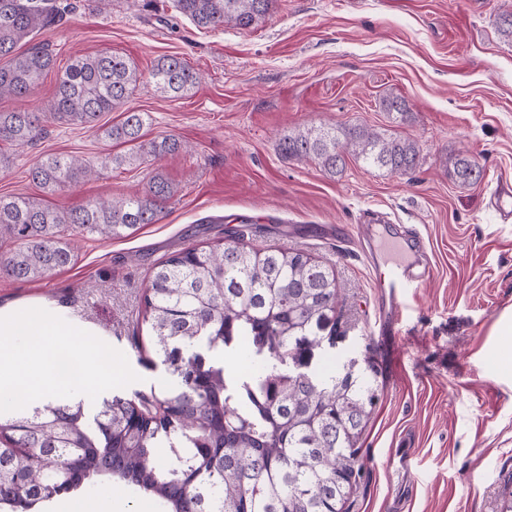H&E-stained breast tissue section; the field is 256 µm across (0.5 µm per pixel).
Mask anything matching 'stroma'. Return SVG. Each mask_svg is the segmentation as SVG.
<instances>
[{"mask_svg": "<svg viewBox=\"0 0 512 512\" xmlns=\"http://www.w3.org/2000/svg\"><path fill=\"white\" fill-rule=\"evenodd\" d=\"M61 24L37 40L58 66L79 54L114 52L140 73L176 54L202 76L180 98L141 85L130 108L147 113V138L174 135L188 151L153 164L115 166L68 192L44 195L29 170L43 155L96 161L122 154L102 127L48 122L24 147L0 142V195L44 198L61 208L143 192L152 171L177 191L158 223L112 240L67 230L73 263L37 282L0 278V306L53 304L79 328L122 351L138 382L124 394L173 383L136 325L152 267L174 252L214 244L241 230L249 245L303 250L344 288L335 355L371 357L378 401L359 443L365 464L345 512H390L400 492L391 457L410 441L415 481L409 512H499L512 478V223L488 206L497 181L512 178V43L495 20L512 0H276L254 28L202 30L173 0H58ZM404 96L413 112L390 125L379 103ZM362 124L417 142L421 161L406 176L348 161L329 177L283 158L279 139L298 127ZM465 152L485 168L482 183L448 178V156ZM379 219L417 228L432 278L410 296L393 335L376 333L375 283L357 238ZM105 283L99 294L97 283ZM113 484L75 492L88 512H154L133 490L113 501Z\"/></svg>", "mask_w": 512, "mask_h": 512, "instance_id": "1", "label": "stroma"}]
</instances>
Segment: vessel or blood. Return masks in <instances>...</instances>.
Returning a JSON list of instances; mask_svg holds the SVG:
<instances>
[{
    "mask_svg": "<svg viewBox=\"0 0 512 512\" xmlns=\"http://www.w3.org/2000/svg\"><path fill=\"white\" fill-rule=\"evenodd\" d=\"M490 206L501 221L512 220V180L498 181L490 196ZM359 242L369 264L383 260L391 267V278L379 307L380 330L386 333L396 323L403 300L430 279L433 267L424 258L426 245L419 233H399L386 227L376 237L369 233L361 235Z\"/></svg>",
    "mask_w": 512,
    "mask_h": 512,
    "instance_id": "obj_1",
    "label": "vessel or blood"
}]
</instances>
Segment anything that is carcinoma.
I'll use <instances>...</instances> for the list:
<instances>
[{
	"instance_id": "carcinoma-1",
	"label": "carcinoma",
	"mask_w": 512,
	"mask_h": 512,
	"mask_svg": "<svg viewBox=\"0 0 512 512\" xmlns=\"http://www.w3.org/2000/svg\"><path fill=\"white\" fill-rule=\"evenodd\" d=\"M274 3L174 0V8L200 29H249ZM61 21L54 0H0V99L30 97L54 68V52L32 40ZM144 81L176 98L201 76L177 55L155 59L146 78L118 53L77 56L57 75L49 113L0 110V140L24 146L45 133L48 119L94 127L106 112L123 113L103 135L128 145L127 152L107 154L95 166L77 155L49 154L30 168L48 195L90 178L96 166L142 165L188 150L171 135L144 140L145 113L126 108ZM380 106L394 124L410 117L400 95L384 96ZM278 151L330 177L349 158L401 176L420 163L415 141L363 125L298 128L279 139ZM448 176L472 186L484 169L459 153L448 158ZM173 194L157 172L140 195L68 209L1 195L0 239L13 248L0 253V276L42 280L74 260L65 229L127 237L157 223ZM240 237L184 248L155 267L142 315L156 354L176 378L164 394H114L92 412L50 398L0 413V512H40L53 497L93 480L133 487L161 512H344L364 468L358 442L377 396L373 362L365 357L353 373L338 363L312 369L311 343L341 337L336 275L304 251L247 248ZM243 346L256 370L234 380L215 354ZM157 448L169 449L167 461Z\"/></svg>"
}]
</instances>
